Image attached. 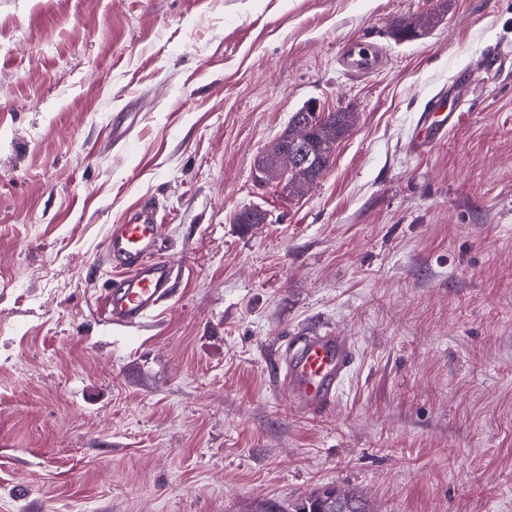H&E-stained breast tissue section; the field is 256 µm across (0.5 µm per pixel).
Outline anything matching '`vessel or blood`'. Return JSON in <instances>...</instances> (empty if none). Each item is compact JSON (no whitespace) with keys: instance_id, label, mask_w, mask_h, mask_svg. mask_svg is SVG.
<instances>
[{"instance_id":"obj_1","label":"vessel or blood","mask_w":512,"mask_h":512,"mask_svg":"<svg viewBox=\"0 0 512 512\" xmlns=\"http://www.w3.org/2000/svg\"><path fill=\"white\" fill-rule=\"evenodd\" d=\"M350 72L370 74L382 65L380 47L356 42L340 56ZM443 102L427 100L421 119L435 139H443L453 123L443 115ZM163 224L155 203L135 205L122 223L112 225L104 250L112 267L98 314L105 323L127 327L140 323L167 301L173 273L171 260L161 257ZM355 362L351 337L335 330L291 338L278 362L279 388L299 413L318 416L338 398Z\"/></svg>"}]
</instances>
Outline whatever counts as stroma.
Listing matches in <instances>:
<instances>
[{
  "instance_id": "stroma-1",
  "label": "stroma",
  "mask_w": 512,
  "mask_h": 512,
  "mask_svg": "<svg viewBox=\"0 0 512 512\" xmlns=\"http://www.w3.org/2000/svg\"><path fill=\"white\" fill-rule=\"evenodd\" d=\"M354 40L379 71L341 67ZM438 93L459 122L414 151ZM310 100L356 124L285 200L253 161ZM140 200L172 294L112 328L104 243ZM253 205L267 223L234 222ZM314 329L356 360L310 417L274 359ZM326 486L512 512V0H0V512H286Z\"/></svg>"
}]
</instances>
